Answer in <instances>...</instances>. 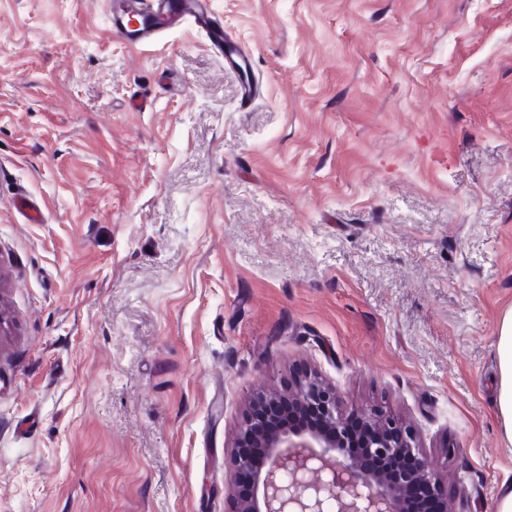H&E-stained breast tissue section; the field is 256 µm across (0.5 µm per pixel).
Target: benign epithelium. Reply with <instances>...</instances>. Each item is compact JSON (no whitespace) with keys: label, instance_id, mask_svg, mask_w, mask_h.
Returning a JSON list of instances; mask_svg holds the SVG:
<instances>
[{"label":"benign epithelium","instance_id":"1","mask_svg":"<svg viewBox=\"0 0 512 512\" xmlns=\"http://www.w3.org/2000/svg\"><path fill=\"white\" fill-rule=\"evenodd\" d=\"M289 397L317 407L332 434L286 428L263 442L268 452L255 472L246 449L235 447L236 477L251 472L253 478L247 493L234 484L231 512H403L407 494L419 488L448 504V485L438 477L415 434L399 419L377 409L366 415L364 447L383 460H410V466L384 479L349 456L332 454L344 440L345 429L335 387L310 377L297 382Z\"/></svg>","mask_w":512,"mask_h":512}]
</instances>
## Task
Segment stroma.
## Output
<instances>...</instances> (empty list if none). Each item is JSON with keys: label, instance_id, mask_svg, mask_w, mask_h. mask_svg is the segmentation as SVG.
Listing matches in <instances>:
<instances>
[{"label": "stroma", "instance_id": "obj_1", "mask_svg": "<svg viewBox=\"0 0 512 512\" xmlns=\"http://www.w3.org/2000/svg\"><path fill=\"white\" fill-rule=\"evenodd\" d=\"M212 4L250 105L193 27L0 0V512H228L256 391L314 371L494 512L512 0Z\"/></svg>", "mask_w": 512, "mask_h": 512}]
</instances>
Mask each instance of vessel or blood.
<instances>
[{"instance_id":"b4317fda","label":"vessel or blood","mask_w":512,"mask_h":512,"mask_svg":"<svg viewBox=\"0 0 512 512\" xmlns=\"http://www.w3.org/2000/svg\"><path fill=\"white\" fill-rule=\"evenodd\" d=\"M111 14L113 33L132 45L151 43L168 31L193 23L210 48L223 57L225 68L241 75L242 103L253 101L252 56L225 33L224 21L214 13L211 0H112Z\"/></svg>"}]
</instances>
